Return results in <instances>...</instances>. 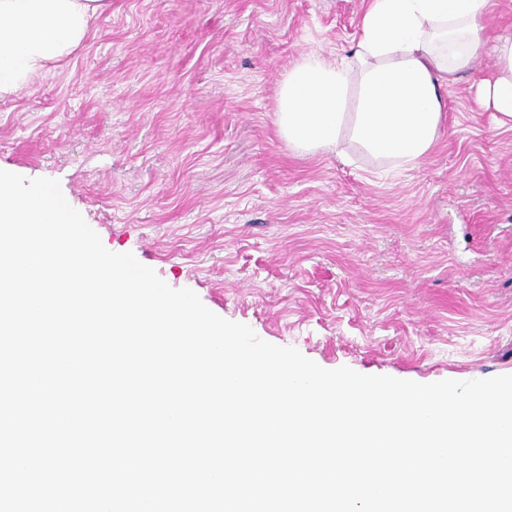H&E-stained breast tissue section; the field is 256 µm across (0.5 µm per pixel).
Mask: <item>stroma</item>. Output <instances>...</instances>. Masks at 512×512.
Segmentation results:
<instances>
[{"mask_svg":"<svg viewBox=\"0 0 512 512\" xmlns=\"http://www.w3.org/2000/svg\"><path fill=\"white\" fill-rule=\"evenodd\" d=\"M368 0H112L70 56L0 96V168L59 180L113 252L326 369L512 374V130L472 79L418 164L276 126L305 54H348Z\"/></svg>","mask_w":512,"mask_h":512,"instance_id":"stroma-1","label":"stroma"}]
</instances>
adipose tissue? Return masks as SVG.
<instances>
[{
	"instance_id": "adipose-tissue-1",
	"label": "adipose tissue",
	"mask_w": 512,
	"mask_h": 512,
	"mask_svg": "<svg viewBox=\"0 0 512 512\" xmlns=\"http://www.w3.org/2000/svg\"><path fill=\"white\" fill-rule=\"evenodd\" d=\"M109 0H0V94L82 45ZM494 0H369L348 57L304 56L282 81L279 134L300 155L365 153L414 164L434 147L446 89L471 74L490 45L491 77L475 81L479 104L512 127V36L489 37Z\"/></svg>"
}]
</instances>
